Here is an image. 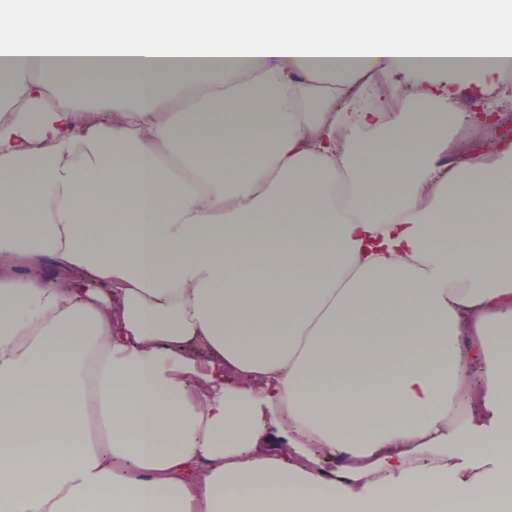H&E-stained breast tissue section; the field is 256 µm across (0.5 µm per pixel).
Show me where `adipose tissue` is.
<instances>
[{
  "label": "adipose tissue",
  "mask_w": 512,
  "mask_h": 512,
  "mask_svg": "<svg viewBox=\"0 0 512 512\" xmlns=\"http://www.w3.org/2000/svg\"><path fill=\"white\" fill-rule=\"evenodd\" d=\"M509 68L512 0L0 5V512H512V144L390 81Z\"/></svg>",
  "instance_id": "obj_1"
}]
</instances>
